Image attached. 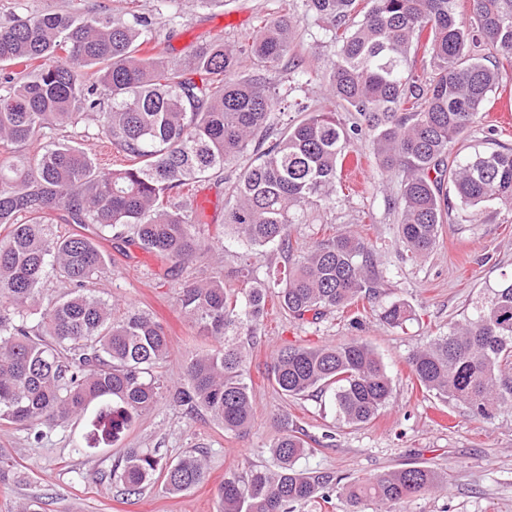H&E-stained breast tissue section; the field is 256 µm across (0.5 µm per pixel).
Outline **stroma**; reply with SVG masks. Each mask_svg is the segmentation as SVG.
Instances as JSON below:
<instances>
[{"instance_id": "35a3bbf8", "label": "stroma", "mask_w": 512, "mask_h": 512, "mask_svg": "<svg viewBox=\"0 0 512 512\" xmlns=\"http://www.w3.org/2000/svg\"><path fill=\"white\" fill-rule=\"evenodd\" d=\"M285 3L226 0L203 9L196 0H175L177 25L167 43L169 56L181 58L220 37L230 42L253 36L260 18L278 14ZM295 44L316 76L294 96L323 105L321 77L331 67L335 47L309 18L299 21ZM495 98L494 107L468 133L470 148L485 149L491 136L512 147V81L499 88ZM57 139L78 142L101 171H111L115 155L95 122L48 129L42 137L46 143ZM350 152L366 167L364 180L350 187L352 172L341 171L342 189L330 203L311 208L308 223L292 225L291 238L309 247L337 231H354L375 246L384 284L364 310L353 315L333 311L314 324L290 318L277 301H268L261 339L250 353L255 400L251 429L239 435L225 433L208 416L187 414L166 399L137 417L118 441L97 450L89 449L84 440L92 420L88 414L44 428L38 440L23 428L0 421V453L10 462L8 477L0 481V512H18L26 503L35 512H218L217 489L225 473L271 464L270 443L286 422L318 441L325 433L335 435L333 446L318 445L299 461V468L332 472L350 481L414 465L440 475V491L397 504L393 512H512V411L492 421L472 417L464 406L422 392L407 366L413 348L446 334L450 322L512 274V205L492 202L472 213L450 211L434 251L413 262L398 242V177L379 169L368 143L356 144ZM251 160V154H244L225 164L222 173L195 184L194 194L206 203L203 229L210 248L192 262L179 265L134 244L119 248L108 239L99 242L110 264L91 288L111 304L114 319L139 310L164 325L170 356L162 372L169 385L182 382L189 355L215 346L183 317L177 304L180 288L217 275L227 287L239 285L230 275L238 248L224 241V201L229 185ZM397 298L414 309L402 329L390 328L379 318L382 306ZM352 339L368 342L393 378L394 402L375 420L346 427L337 422L327 398H287L273 387L269 371L281 347L329 346ZM131 448L158 449L167 463L203 454L208 476L177 494L168 492L158 479L141 495H121L108 474Z\"/></svg>"}]
</instances>
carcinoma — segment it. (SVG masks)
I'll use <instances>...</instances> for the list:
<instances>
[{"label": "carcinoma", "instance_id": "obj_1", "mask_svg": "<svg viewBox=\"0 0 512 512\" xmlns=\"http://www.w3.org/2000/svg\"><path fill=\"white\" fill-rule=\"evenodd\" d=\"M292 0L294 12L260 21L244 41H214L180 60L160 49L155 21L138 13L65 12L17 18L0 26V146L17 153L0 163V420L43 436L42 427L95 407L113 441L162 396L155 370L169 354L164 327L146 313L112 318V306L87 293L104 270L95 239L112 233L162 259L187 263L208 248L201 215L184 190L238 156L254 159L227 189L224 236L245 250L232 276L182 288L178 305L219 346L185 361L184 383L169 400L205 411L226 433L246 431L255 414L247 382L251 346L267 301L289 317L317 321L378 296L383 278L373 244L348 232L306 248L293 267L261 279L249 254L289 252L290 226L336 192L349 147L367 140L379 167L401 173L399 242L412 260L436 247L451 201L475 211L512 204V147L497 143L464 152L466 134L510 79L512 0ZM314 18L336 46L325 75L329 106L288 102L297 117L280 131L272 115L287 98L263 77L241 71L251 58L267 70L297 57L296 13ZM493 49L502 57L487 54ZM358 118L348 122L336 107ZM93 117L128 164L102 172L83 147L63 141L22 154L45 129ZM91 224L93 235L58 236L55 219ZM67 292L30 314L44 280ZM381 320L401 329L413 307L393 300ZM51 337L46 341L45 337ZM419 386L475 417L496 419L512 408V278L409 353ZM277 392L329 396L337 419L367 424L393 399V379L366 342L281 349L271 365ZM310 451L298 427L271 444L273 464L231 471L218 490L222 512H293L318 496L381 507L430 494L440 477L429 467L383 472L345 482L303 470ZM163 478L172 493L199 485L205 461L162 463L158 451L132 448L109 478L127 495Z\"/></svg>", "mask_w": 512, "mask_h": 512}]
</instances>
